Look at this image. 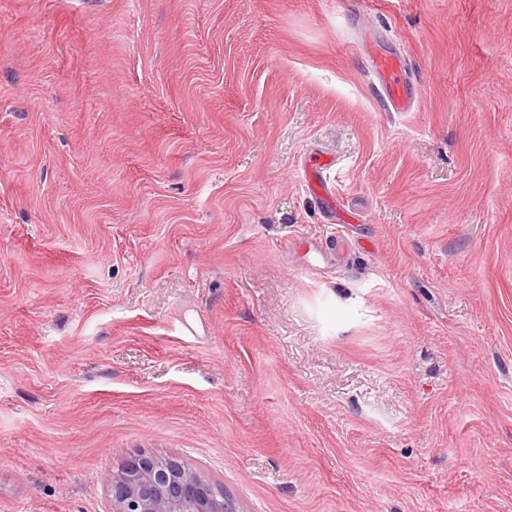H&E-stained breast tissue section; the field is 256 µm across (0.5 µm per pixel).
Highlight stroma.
<instances>
[{
  "label": "stroma",
  "mask_w": 512,
  "mask_h": 512,
  "mask_svg": "<svg viewBox=\"0 0 512 512\" xmlns=\"http://www.w3.org/2000/svg\"><path fill=\"white\" fill-rule=\"evenodd\" d=\"M141 454L238 512H512V0H0V512ZM372 68L383 91L389 112H411L417 102L402 58L396 54L371 56ZM334 164V158L321 155L318 160L310 159L305 169V177L309 189L316 201H320L330 214H334L335 191L324 180V172Z\"/></svg>",
  "instance_id": "stroma-1"
}]
</instances>
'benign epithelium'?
Listing matches in <instances>:
<instances>
[{
    "label": "benign epithelium",
    "instance_id": "obj_1",
    "mask_svg": "<svg viewBox=\"0 0 512 512\" xmlns=\"http://www.w3.org/2000/svg\"><path fill=\"white\" fill-rule=\"evenodd\" d=\"M111 512H236L224 490L180 458L144 455L106 476Z\"/></svg>",
    "mask_w": 512,
    "mask_h": 512
}]
</instances>
